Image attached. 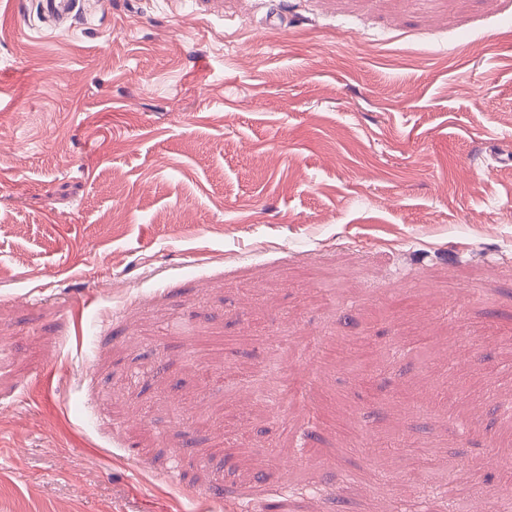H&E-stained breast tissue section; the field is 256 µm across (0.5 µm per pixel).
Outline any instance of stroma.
Returning <instances> with one entry per match:
<instances>
[{
  "label": "stroma",
  "instance_id": "obj_1",
  "mask_svg": "<svg viewBox=\"0 0 512 512\" xmlns=\"http://www.w3.org/2000/svg\"><path fill=\"white\" fill-rule=\"evenodd\" d=\"M0 219V512L506 492L512 0H0ZM39 10L47 31L62 29L83 8L80 0H40ZM403 484L412 500H420V494L428 489L431 483V474L425 468L406 469L402 475ZM474 484V477L466 470L463 468L457 470L450 476L449 480H445L441 495L427 502V509L433 512L443 511L444 508H437L436 504L439 501L444 503L449 501L454 505L451 509L452 511L456 512L461 510L459 509L460 506L470 504L473 497L471 489Z\"/></svg>",
  "mask_w": 512,
  "mask_h": 512
}]
</instances>
